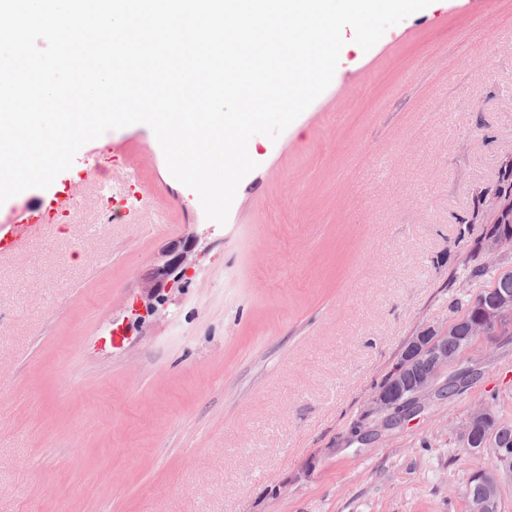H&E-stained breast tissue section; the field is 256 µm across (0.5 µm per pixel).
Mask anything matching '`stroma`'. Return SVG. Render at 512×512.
<instances>
[{"mask_svg":"<svg viewBox=\"0 0 512 512\" xmlns=\"http://www.w3.org/2000/svg\"><path fill=\"white\" fill-rule=\"evenodd\" d=\"M252 142L221 225L150 128L109 131L75 163L142 160L166 223H103L77 183L69 223L0 260V512H467L490 456L455 429L481 401L512 423V326L462 353L463 393L378 437L363 414L407 338L452 316L512 153V0H433ZM190 233L194 275L137 317Z\"/></svg>","mask_w":512,"mask_h":512,"instance_id":"stroma-1","label":"stroma"}]
</instances>
